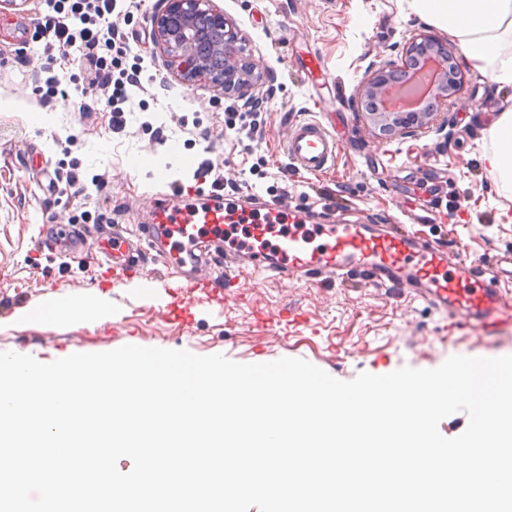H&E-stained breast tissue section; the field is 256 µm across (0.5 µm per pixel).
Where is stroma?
<instances>
[{
	"mask_svg": "<svg viewBox=\"0 0 512 512\" xmlns=\"http://www.w3.org/2000/svg\"><path fill=\"white\" fill-rule=\"evenodd\" d=\"M248 40L260 81L243 97H225L208 80L184 83L167 57L147 45L143 109L127 113L123 132L108 130V114L80 119L82 101L59 51L34 39L44 7L19 0L0 9V352L43 363L73 353L125 345L221 354L239 363L302 358L339 380L390 373L407 365L433 369L449 357L512 355V327L492 336L463 328L445 335L446 318L396 288L349 283L294 285L254 272L249 260L223 294L198 292L178 301L152 251L140 273L116 278L101 252L112 221H149L150 205L172 183L193 182L204 159L223 166L226 181L288 210L317 211L326 200L355 222L413 219L429 236L456 228L463 255L489 262L512 249V195L504 194L484 161L495 144L494 123L512 107V84L490 83L464 54L460 97L447 106L444 131L378 140L358 114L357 89L371 66L398 62L418 33L439 34L413 0H214ZM334 85L301 73L314 58ZM63 93L39 92L49 74ZM230 112H256L253 139L224 131ZM317 116L340 143L327 174L310 176L284 154L294 120ZM77 169L80 184L46 191L55 170ZM76 221L83 251L73 262L40 239L47 224ZM61 302L112 308L100 324L35 312Z\"/></svg>",
	"mask_w": 512,
	"mask_h": 512,
	"instance_id": "stroma-1",
	"label": "stroma"
}]
</instances>
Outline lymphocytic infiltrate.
<instances>
[{
	"label": "lymphocytic infiltrate",
	"mask_w": 512,
	"mask_h": 512,
	"mask_svg": "<svg viewBox=\"0 0 512 512\" xmlns=\"http://www.w3.org/2000/svg\"><path fill=\"white\" fill-rule=\"evenodd\" d=\"M116 5L117 0H53L41 28L45 51H61L82 88L101 91L113 131L124 128V105L142 86V55L113 22ZM129 57L134 60L130 66L125 63Z\"/></svg>",
	"instance_id": "lymphocytic-infiltrate-1"
}]
</instances>
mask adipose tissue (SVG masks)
<instances>
[{
	"label": "adipose tissue",
	"instance_id": "adipose-tissue-1",
	"mask_svg": "<svg viewBox=\"0 0 512 512\" xmlns=\"http://www.w3.org/2000/svg\"><path fill=\"white\" fill-rule=\"evenodd\" d=\"M417 13L456 38L465 58L492 82L512 83V0H415ZM496 145L487 157L503 189L512 191V109L494 124Z\"/></svg>",
	"mask_w": 512,
	"mask_h": 512
}]
</instances>
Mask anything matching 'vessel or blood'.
<instances>
[{"mask_svg":"<svg viewBox=\"0 0 512 512\" xmlns=\"http://www.w3.org/2000/svg\"><path fill=\"white\" fill-rule=\"evenodd\" d=\"M340 144L318 119L296 120L284 145L290 164L318 177L330 169ZM54 249L76 260L81 249L71 230L55 228ZM147 246L166 261L168 275L183 296L200 289L195 271L203 253L217 259L211 290L250 258L253 269L297 284L341 281L359 269L376 286L407 290L439 310L449 330L466 327L493 335L512 324V251L498 252L480 268L454 259L447 245L403 224H361L337 220L324 210L286 212L249 195L231 200L213 191L175 208L152 207ZM127 225L116 224L102 246L113 270L127 272Z\"/></svg>","mask_w":512,"mask_h":512,"instance_id":"vessel-or-blood-1","label":"vessel or blood"}]
</instances>
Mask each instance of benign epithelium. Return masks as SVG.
I'll return each mask as SVG.
<instances>
[{
  "label": "benign epithelium",
  "instance_id": "7a95c632",
  "mask_svg": "<svg viewBox=\"0 0 512 512\" xmlns=\"http://www.w3.org/2000/svg\"><path fill=\"white\" fill-rule=\"evenodd\" d=\"M153 44L190 84L206 78L224 95L245 94L254 68L246 60V39L214 0H165L153 21ZM452 44L429 34L412 36L402 48L401 63L370 70L360 85V116L376 138L387 139L432 127L440 109L461 94L465 77L448 66Z\"/></svg>",
  "mask_w": 512,
  "mask_h": 512
}]
</instances>
